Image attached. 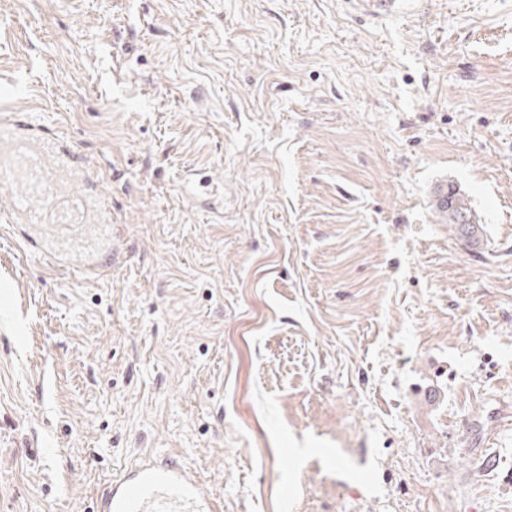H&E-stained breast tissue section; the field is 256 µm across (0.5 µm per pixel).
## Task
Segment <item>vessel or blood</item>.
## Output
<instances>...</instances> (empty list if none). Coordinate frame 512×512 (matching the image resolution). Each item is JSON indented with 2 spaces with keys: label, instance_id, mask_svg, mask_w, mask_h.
Wrapping results in <instances>:
<instances>
[{
  "label": "vessel or blood",
  "instance_id": "b4317fda",
  "mask_svg": "<svg viewBox=\"0 0 512 512\" xmlns=\"http://www.w3.org/2000/svg\"><path fill=\"white\" fill-rule=\"evenodd\" d=\"M42 146L0 132V179L25 180L37 195L53 190V179L40 165ZM468 453L487 455L489 437L473 423L463 430ZM96 512H223L220 501L203 491L195 471L174 457L149 456L113 477Z\"/></svg>",
  "mask_w": 512,
  "mask_h": 512
}]
</instances>
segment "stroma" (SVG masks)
<instances>
[{"instance_id": "1", "label": "stroma", "mask_w": 512, "mask_h": 512, "mask_svg": "<svg viewBox=\"0 0 512 512\" xmlns=\"http://www.w3.org/2000/svg\"><path fill=\"white\" fill-rule=\"evenodd\" d=\"M0 126L112 226L0 182V512H512V0H0ZM433 193L437 212L441 214L448 213V224H452L458 232L463 233V227L467 224L464 229L469 230L470 239L474 238L477 235L478 227L464 198L458 195L455 204L448 201V195L451 191L448 190V182L445 181L437 184ZM489 440H491L489 435H485L478 425L470 423L464 427L462 447H464L470 454L485 456V462H490L491 459V454L488 453V450L490 449ZM197 473L175 457H145L112 477L96 512H222Z\"/></svg>"}]
</instances>
